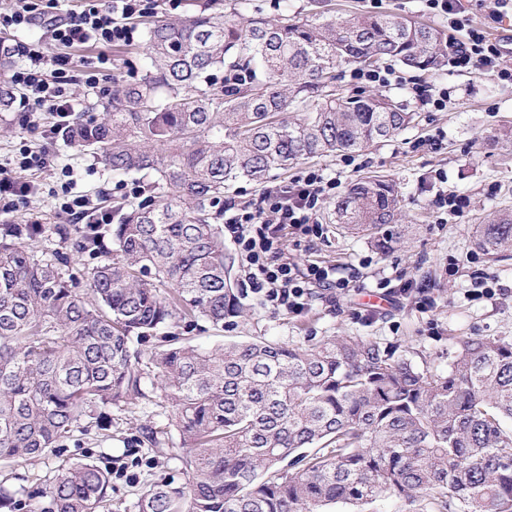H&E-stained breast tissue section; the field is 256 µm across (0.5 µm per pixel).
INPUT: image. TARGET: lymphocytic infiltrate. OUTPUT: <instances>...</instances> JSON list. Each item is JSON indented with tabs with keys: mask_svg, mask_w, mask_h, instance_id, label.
<instances>
[{
	"mask_svg": "<svg viewBox=\"0 0 512 512\" xmlns=\"http://www.w3.org/2000/svg\"><path fill=\"white\" fill-rule=\"evenodd\" d=\"M151 0H84L81 11L65 18L53 16V0H22L11 13L0 15V25L23 30L43 22L45 31L37 41L18 44L23 57L11 80L23 90L24 102L33 112L50 113L54 122L46 132L54 138L66 127L75 111L70 90L72 60L64 55L47 56L45 42L65 47L92 44L102 47L96 58L106 66L107 48L129 43L134 31L127 21L144 13ZM431 14L447 20L451 29H465L463 40L448 45V64L458 72L478 73L512 83V67L505 61L504 43L490 41L484 30L464 28L466 0H425ZM51 163L47 148L21 150L15 160L19 176L0 171V206L11 209L27 201L38 190L31 173L47 169ZM73 180H66L57 208L75 223L108 224L112 215L96 206L93 199L74 192ZM336 178L316 170L303 171L293 181L269 189L256 204L230 203L224 207V224L244 262L246 288L275 310L301 314L309 304L312 287L336 288L332 268L316 263L308 267L306 278H299L296 265L283 249L285 237L308 242L322 236L323 226L316 215L323 204L336 195Z\"/></svg>",
	"mask_w": 512,
	"mask_h": 512,
	"instance_id": "obj_1",
	"label": "lymphocytic infiltrate"
}]
</instances>
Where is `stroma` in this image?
<instances>
[{"instance_id": "obj_1", "label": "stroma", "mask_w": 512, "mask_h": 512, "mask_svg": "<svg viewBox=\"0 0 512 512\" xmlns=\"http://www.w3.org/2000/svg\"><path fill=\"white\" fill-rule=\"evenodd\" d=\"M75 62L72 92L77 109L90 113L112 94L113 77L140 78L143 54L126 52L124 46L109 49L110 73L96 89L86 84L87 64L99 53L86 44L68 48ZM401 85L387 88V95L407 111L416 113L415 127L400 136L371 144L352 155L344 154L298 161L288 172H275L264 183H238L227 195L235 202L259 198L265 189L293 180L306 170H319L349 185L356 178L380 174L392 179L403 196L404 241L388 254L375 250L363 237L342 234L334 220L333 202H326L318 221L323 237L296 250L300 267L317 262L336 269L337 276L353 280V291L316 289L308 308L299 315L264 308L256 295H242L246 315L236 325L215 329L200 322L196 342L213 348L229 340H267L305 347L328 336H361L382 345L409 351L422 367L447 373L459 339L481 336L512 342V259L490 262L473 243L474 226L501 208L512 207V145L492 142L493 134L512 126V84H502L478 74L444 70L435 75L402 71ZM442 84L450 91L448 109L430 112L413 97L417 86ZM53 120L46 112H28L22 100L0 112V164L9 163L21 146H50L56 170L35 173L46 195L27 204L0 211V224L45 225L59 223L51 192L60 188L61 168L73 170L77 188L90 197L101 194L129 196L132 186L150 187L151 178L139 174L113 175L89 153L64 139L46 142L44 132ZM452 191L470 199L464 219L440 223L430 206L434 197ZM497 280L501 292L488 299L476 295L474 282L482 274ZM412 285V296L395 299L388 291ZM382 304L371 303V296ZM428 306H421V299ZM167 408L151 405L112 412V436L69 441L27 464L0 461V479L13 487L25 480L51 479L61 460L108 458L125 466L128 474L112 480V512H138L137 502L153 481L157 467L179 474L181 462L171 458L154 463L137 441L142 428L166 424Z\"/></svg>"}]
</instances>
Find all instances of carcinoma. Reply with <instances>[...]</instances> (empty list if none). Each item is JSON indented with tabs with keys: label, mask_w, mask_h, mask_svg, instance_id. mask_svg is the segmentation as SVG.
Segmentation results:
<instances>
[{
	"label": "carcinoma",
	"mask_w": 512,
	"mask_h": 512,
	"mask_svg": "<svg viewBox=\"0 0 512 512\" xmlns=\"http://www.w3.org/2000/svg\"><path fill=\"white\" fill-rule=\"evenodd\" d=\"M144 38L140 81L112 80L101 115L72 118L62 137L116 173H156L158 199L117 206L111 224L54 225L93 263L85 291L68 253L30 247L44 225L0 224V459H35L112 424L114 406L159 398L178 442L150 427L144 444L177 445L185 479L150 483L138 512H327L383 497L412 512H512V343L463 338L446 375L357 336L138 348L187 319L241 316L222 228L237 183L415 123L388 96L328 91L336 69L390 59L436 74L448 35L398 14L315 8L272 22L204 8L150 22ZM13 63L0 40V112ZM401 202L392 180L361 178L336 223L388 253ZM475 245L495 261L512 253V209L476 225ZM110 490V467L64 460L27 498L30 512H100ZM22 506L1 480L0 512Z\"/></svg>",
	"instance_id": "1"
}]
</instances>
